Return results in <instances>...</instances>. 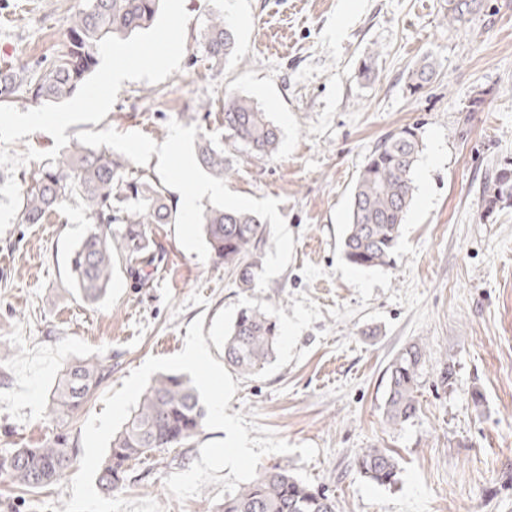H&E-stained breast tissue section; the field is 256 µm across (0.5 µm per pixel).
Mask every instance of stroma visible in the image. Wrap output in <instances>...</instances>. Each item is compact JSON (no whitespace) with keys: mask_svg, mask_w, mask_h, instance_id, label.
Returning a JSON list of instances; mask_svg holds the SVG:
<instances>
[{"mask_svg":"<svg viewBox=\"0 0 512 512\" xmlns=\"http://www.w3.org/2000/svg\"><path fill=\"white\" fill-rule=\"evenodd\" d=\"M190 16L179 71L157 84L123 81L97 123L70 125L74 142L125 157L133 176L160 182L177 209L173 224L151 225L164 265L147 282L114 262L106 296L85 302L69 280L68 258L88 225L65 204L49 224H11L0 233V454L38 447L57 433L81 446L85 422L102 413L149 357L184 348L202 319L211 356L245 307L272 311L280 330L274 358L235 376L227 414L263 425L318 454H270L259 466L287 468L334 496L340 512H512V204L485 215L486 179L512 168V0H479L468 22L449 25L448 0H184ZM85 0H0L7 65L35 66L60 54L63 33ZM223 16L238 36L236 57L211 71L204 34ZM376 77L358 75L365 51ZM435 64L418 94L409 71ZM234 92L258 103L280 131L270 158L234 156L224 192L183 207L182 186L209 181L195 162L200 135L221 137V115L191 119L198 104ZM482 98L476 111L472 99ZM416 127L422 150L413 204L392 264L358 269L342 254L349 196L370 151L388 133ZM173 144L170 157L140 148ZM257 212L267 238L249 288L215 261L198 225L211 206ZM423 339L419 410L388 425L381 406L385 369L407 343ZM97 358L109 377L72 416L49 411L65 364ZM454 367L441 382L444 364ZM204 429L184 447L133 462L120 491L152 498L164 512H222L218 484L177 502L165 478L200 460V447L225 439ZM364 448L397 456L396 485L357 473ZM75 469L23 491L0 483V512H64Z\"/></svg>","mask_w":512,"mask_h":512,"instance_id":"35a3bbf8","label":"stroma"}]
</instances>
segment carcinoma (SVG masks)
Returning <instances> with one entry per match:
<instances>
[{"label": "carcinoma", "mask_w": 512, "mask_h": 512, "mask_svg": "<svg viewBox=\"0 0 512 512\" xmlns=\"http://www.w3.org/2000/svg\"><path fill=\"white\" fill-rule=\"evenodd\" d=\"M476 0H448V25H462ZM160 0H86L70 19L65 50L38 69L10 67L0 82V105L13 103L17 88L26 85L35 101L72 97L97 64V42L107 35L128 36L150 25ZM237 35L224 18L210 20L205 52L211 68L221 72L236 53ZM433 74L425 58L409 72L408 86L417 93ZM224 144L202 138L196 144L198 164L213 178L230 172L224 146L270 157L279 144V129L268 113L246 96L225 97L222 105ZM420 153L417 128L403 126L389 133L366 158L351 190L349 222L342 238L345 260L356 267L391 264L406 215L414 198L413 180ZM128 160L106 148L74 143L56 159L24 179L20 224H42L51 212L78 201L93 224L79 240L70 258L74 286L94 302L112 282L113 255L121 256L127 273L145 277L144 270L163 260L151 249L149 225L176 223V211L163 189L125 175ZM512 201V169L503 168L483 187L485 210L493 212ZM202 231L214 258L237 274L240 287L254 279V255L265 240V225L258 213L222 206L206 209ZM279 341L277 321L260 307L241 310L224 336V362L241 376H251L268 364ZM425 343L414 340L389 361L383 414L398 426L418 410L417 390ZM99 359L65 365L50 394V411L69 417L105 379ZM207 410L191 378L162 374L145 389L137 407L113 436L96 474L99 490L107 495L121 489L131 463L160 448H177L197 437ZM77 449L60 436L41 448H15L0 454V480L32 491L59 479L71 467ZM354 467L378 486H392L400 462L379 448L356 454ZM224 512H339L336 499L316 490L280 466H274L239 487L224 499Z\"/></svg>", "instance_id": "carcinoma-1"}]
</instances>
